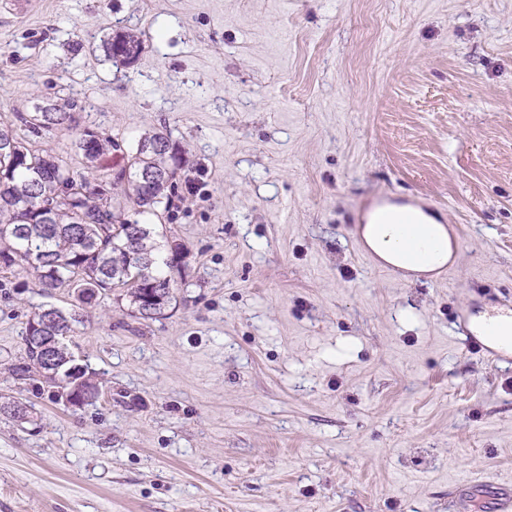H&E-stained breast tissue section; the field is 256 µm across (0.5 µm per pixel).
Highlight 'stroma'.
<instances>
[{
    "label": "stroma",
    "instance_id": "obj_1",
    "mask_svg": "<svg viewBox=\"0 0 512 512\" xmlns=\"http://www.w3.org/2000/svg\"><path fill=\"white\" fill-rule=\"evenodd\" d=\"M27 2L0 6V121L81 101L30 142L77 169L105 129L112 175L164 127L192 185L154 219L185 248L163 316L113 294L74 328L94 405L10 376L71 295L0 268V394L35 404L0 420V512H495L455 488L512 484V367L453 327L512 310V0ZM380 194L452 225L449 273L358 247ZM102 48L116 65H128L136 61L143 49V40L136 33L109 34L102 43Z\"/></svg>",
    "mask_w": 512,
    "mask_h": 512
}]
</instances>
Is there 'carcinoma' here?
I'll list each match as a JSON object with an SVG mask.
<instances>
[{"label": "carcinoma", "mask_w": 512, "mask_h": 512, "mask_svg": "<svg viewBox=\"0 0 512 512\" xmlns=\"http://www.w3.org/2000/svg\"><path fill=\"white\" fill-rule=\"evenodd\" d=\"M102 48L117 65L136 61L143 40L135 33L107 36ZM82 106L67 98L63 104H37L18 121L26 130L69 125ZM83 172L77 174L49 146L33 149L13 128L0 123V267H20L33 274L43 294L60 288L71 291L72 307L40 308L29 320L24 337L26 356L13 365L11 376L39 393L43 384L49 397L71 407L92 405L100 395L99 383L87 368L76 363L67 337L80 323L86 306L99 296L117 291L127 298L140 319H156L174 300L172 271L183 258V246L169 243V256L158 253L151 217L169 207L176 177L185 160L164 128L143 134L128 166L111 181H98V161L118 140L105 131L83 130L78 142ZM145 171L160 175L148 184ZM127 183L124 197L113 196L114 186ZM132 206L138 220L125 217ZM28 406L0 397V416L28 420Z\"/></svg>", "instance_id": "1"}]
</instances>
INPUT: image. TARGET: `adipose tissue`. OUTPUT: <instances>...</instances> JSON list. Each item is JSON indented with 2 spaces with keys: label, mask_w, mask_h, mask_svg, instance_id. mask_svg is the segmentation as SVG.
Here are the masks:
<instances>
[{
  "label": "adipose tissue",
  "mask_w": 512,
  "mask_h": 512,
  "mask_svg": "<svg viewBox=\"0 0 512 512\" xmlns=\"http://www.w3.org/2000/svg\"><path fill=\"white\" fill-rule=\"evenodd\" d=\"M357 233L363 250L377 262L417 277H436L454 259L451 226L417 204L390 202L369 210ZM471 321L478 335L512 353V311L484 310Z\"/></svg>",
  "instance_id": "adipose-tissue-1"
}]
</instances>
